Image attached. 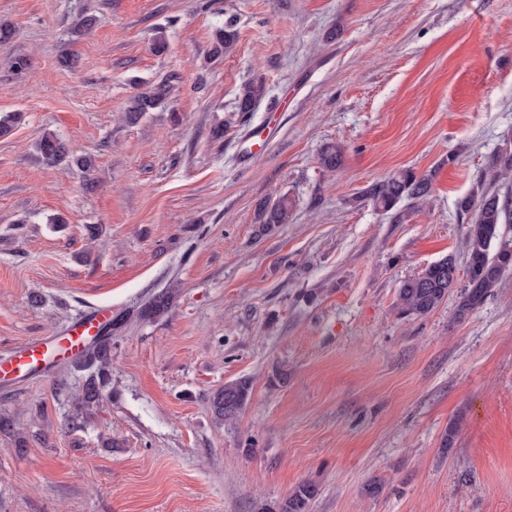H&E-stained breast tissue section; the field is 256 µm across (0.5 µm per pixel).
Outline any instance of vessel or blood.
Returning <instances> with one entry per match:
<instances>
[{
  "mask_svg": "<svg viewBox=\"0 0 512 512\" xmlns=\"http://www.w3.org/2000/svg\"><path fill=\"white\" fill-rule=\"evenodd\" d=\"M271 138L268 132L249 131L240 144L241 164L246 166L252 163L265 150ZM111 317V307H97L73 323L64 335L46 336L24 343L10 362L0 363V377H24L45 369L56 360L76 357Z\"/></svg>",
  "mask_w": 512,
  "mask_h": 512,
  "instance_id": "obj_1",
  "label": "vessel or blood"
}]
</instances>
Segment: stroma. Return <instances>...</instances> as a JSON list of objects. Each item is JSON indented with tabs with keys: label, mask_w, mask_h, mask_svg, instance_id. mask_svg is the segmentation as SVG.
Returning <instances> with one entry per match:
<instances>
[{
	"label": "stroma",
	"mask_w": 512,
	"mask_h": 512,
	"mask_svg": "<svg viewBox=\"0 0 512 512\" xmlns=\"http://www.w3.org/2000/svg\"><path fill=\"white\" fill-rule=\"evenodd\" d=\"M230 16L236 46L208 60ZM0 20V111L23 114L0 138V360L115 316L111 397L79 426L69 361L0 382V512H276L304 481L311 512H512V273L461 320L455 292L396 306L403 280L464 260L458 202L512 140V0H0ZM253 79L266 93L238 112ZM162 81L172 96L127 123ZM271 123L242 167L241 136ZM46 130L93 169L44 163ZM399 170L433 186L396 221L358 194ZM282 196L290 223L262 224ZM238 379L250 401L215 419ZM173 291L171 289L162 290L143 304L140 309V318L151 319L165 313L172 303ZM251 397V386L247 380L225 383L210 399L214 416L224 421L235 420L246 407Z\"/></svg>",
	"instance_id": "35a3bbf8"
}]
</instances>
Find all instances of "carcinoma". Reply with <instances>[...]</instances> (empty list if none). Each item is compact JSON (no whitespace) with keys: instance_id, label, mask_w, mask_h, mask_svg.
<instances>
[{"instance_id":"1","label":"carcinoma","mask_w":512,"mask_h":512,"mask_svg":"<svg viewBox=\"0 0 512 512\" xmlns=\"http://www.w3.org/2000/svg\"><path fill=\"white\" fill-rule=\"evenodd\" d=\"M238 32L233 19L224 22V27L215 32L211 56H220L230 51L237 42ZM173 86L163 81L148 92L134 96L128 112L136 116L149 112L164 104L171 96ZM265 95L264 85L251 82L245 85L238 98V110L250 112ZM20 112L0 113V137L9 135L22 121ZM44 163L54 165L71 155L64 141L55 133L46 132L37 144ZM343 147L326 145L320 152L322 167L334 172L342 166ZM432 175H416L411 170H401L393 175L371 183L361 198L385 212H390L403 200L409 199L424 204L432 193ZM512 144L507 142L491 157L482 174L477 189L464 197L460 210L474 212L475 218L467 230L465 272L467 285L460 296L457 316L462 318L481 306L500 284L504 274L512 271ZM291 203L282 197L263 210V223L287 224ZM454 255L449 254L430 264L420 274L405 279L398 291L397 308L406 316H424L448 298L452 291L450 279L457 272ZM173 291L165 289L143 304L140 317L151 319L165 313L172 303ZM112 328L103 331L90 347L78 356L77 367L89 371L81 390L76 394L74 413L77 419L82 411L99 404L106 396L112 365ZM251 397V386L246 380L224 384L210 399L214 416L224 421L235 420L246 407ZM315 484L304 482L298 485L279 506L278 512H309L312 500L317 496Z\"/></svg>"}]
</instances>
